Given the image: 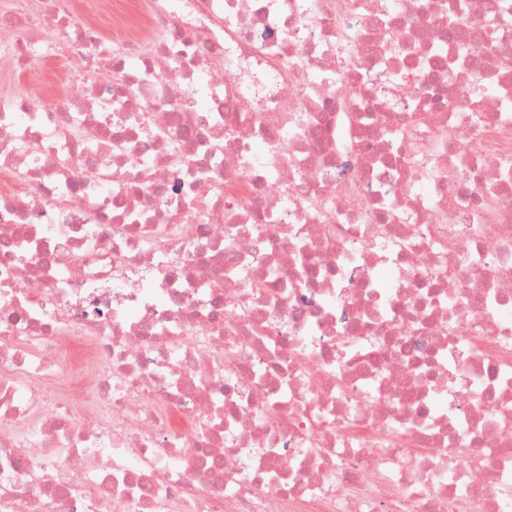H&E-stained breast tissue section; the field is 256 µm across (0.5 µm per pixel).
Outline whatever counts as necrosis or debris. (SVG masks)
Here are the masks:
<instances>
[{"mask_svg": "<svg viewBox=\"0 0 512 512\" xmlns=\"http://www.w3.org/2000/svg\"><path fill=\"white\" fill-rule=\"evenodd\" d=\"M8 17L0 512H512V0Z\"/></svg>", "mask_w": 512, "mask_h": 512, "instance_id": "necrosis-or-debris-1", "label": "necrosis or debris"}]
</instances>
